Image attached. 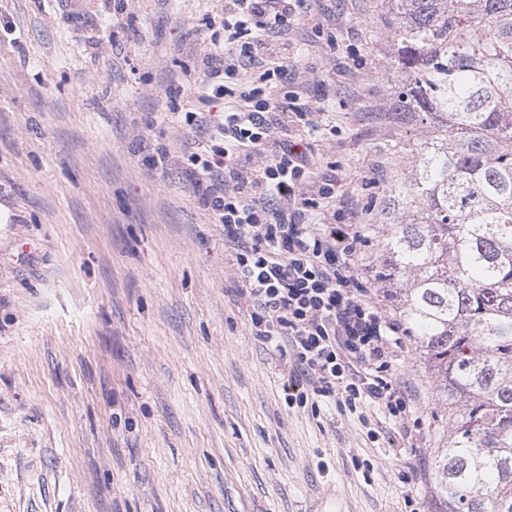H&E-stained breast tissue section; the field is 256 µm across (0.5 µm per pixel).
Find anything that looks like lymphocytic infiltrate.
I'll return each mask as SVG.
<instances>
[{"label":"lymphocytic infiltrate","instance_id":"f902f5d3","mask_svg":"<svg viewBox=\"0 0 512 512\" xmlns=\"http://www.w3.org/2000/svg\"><path fill=\"white\" fill-rule=\"evenodd\" d=\"M306 8L224 0L226 37L204 38L202 69L183 84L223 109L173 113L189 137L180 157L201 167L194 193L224 228L253 335L291 344L298 375L284 386L288 402L337 398L402 416L415 408L395 376L410 332L382 313L357 260L374 216L364 208L337 225L338 181L308 152L326 112L289 90L288 60L276 50Z\"/></svg>","mask_w":512,"mask_h":512}]
</instances>
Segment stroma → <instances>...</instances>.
Wrapping results in <instances>:
<instances>
[{"instance_id":"35a3bbf8","label":"stroma","mask_w":512,"mask_h":512,"mask_svg":"<svg viewBox=\"0 0 512 512\" xmlns=\"http://www.w3.org/2000/svg\"><path fill=\"white\" fill-rule=\"evenodd\" d=\"M381 0H312L288 68L335 134L337 212L379 207L426 136L392 110ZM224 0H0V512H432L446 425L416 349L392 417L288 407L172 107ZM215 20L206 28L205 17Z\"/></svg>"}]
</instances>
